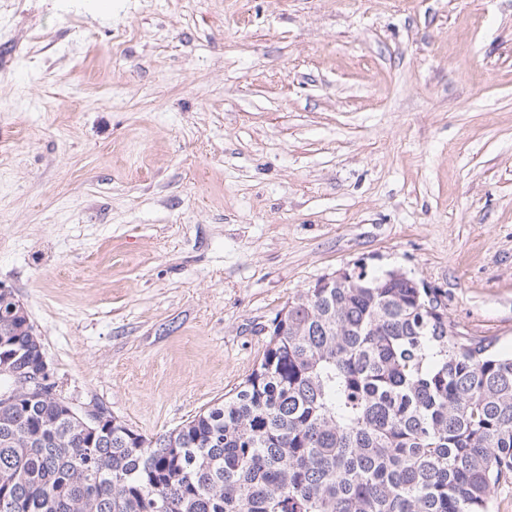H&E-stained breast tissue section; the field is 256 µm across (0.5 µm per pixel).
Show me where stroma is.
Masks as SVG:
<instances>
[{"label": "stroma", "mask_w": 512, "mask_h": 512, "mask_svg": "<svg viewBox=\"0 0 512 512\" xmlns=\"http://www.w3.org/2000/svg\"><path fill=\"white\" fill-rule=\"evenodd\" d=\"M0 283L57 388L146 437L366 265L512 352V0H16Z\"/></svg>", "instance_id": "1"}]
</instances>
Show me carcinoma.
Masks as SVG:
<instances>
[{"mask_svg":"<svg viewBox=\"0 0 512 512\" xmlns=\"http://www.w3.org/2000/svg\"><path fill=\"white\" fill-rule=\"evenodd\" d=\"M0 302V512H490L512 485V354L456 336L448 292L307 288L224 401L147 438L65 415Z\"/></svg>","mask_w":512,"mask_h":512,"instance_id":"carcinoma-1","label":"carcinoma"}]
</instances>
